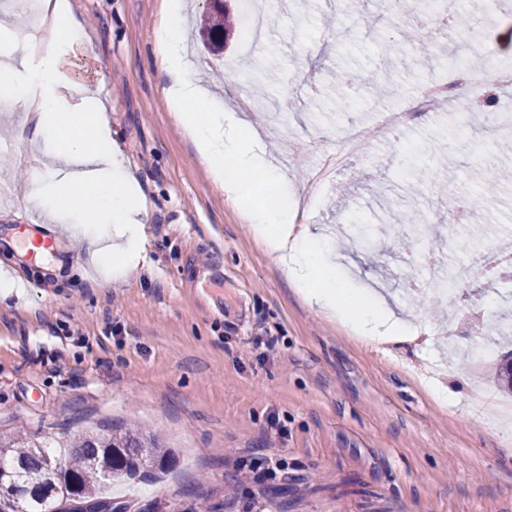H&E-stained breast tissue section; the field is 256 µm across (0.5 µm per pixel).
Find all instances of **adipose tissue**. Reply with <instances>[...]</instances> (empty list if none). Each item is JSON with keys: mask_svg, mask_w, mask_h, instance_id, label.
I'll use <instances>...</instances> for the list:
<instances>
[{"mask_svg": "<svg viewBox=\"0 0 512 512\" xmlns=\"http://www.w3.org/2000/svg\"><path fill=\"white\" fill-rule=\"evenodd\" d=\"M38 9L49 22L46 46L38 48L36 37L26 28H15L8 51L11 62L0 66V87L16 85L21 73L33 71L29 85L19 87L15 106L26 112L34 128H18L17 139L32 134L53 141L59 154L87 168L86 173L64 176L44 207L53 213L76 215L85 231L96 235L114 228L119 241L102 252L100 260L108 270L119 273L137 266L145 249L142 203L135 178L112 138L107 109L82 78L77 61L91 60L101 72L109 63L87 40L80 19L64 0H39ZM159 39V65L168 78L163 94L228 201L276 252L310 303L352 318L364 331L377 334V303L366 296H353L337 278L320 235L311 225L296 223L294 202L284 197L273 206L257 202L260 188L275 187L280 176L264 165L261 138L247 114L211 111L206 91L191 78L183 62L177 13L167 14Z\"/></svg>", "mask_w": 512, "mask_h": 512, "instance_id": "adipose-tissue-1", "label": "adipose tissue"}]
</instances>
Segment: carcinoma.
Listing matches in <instances>:
<instances>
[{
	"instance_id": "1",
	"label": "carcinoma",
	"mask_w": 512,
	"mask_h": 512,
	"mask_svg": "<svg viewBox=\"0 0 512 512\" xmlns=\"http://www.w3.org/2000/svg\"><path fill=\"white\" fill-rule=\"evenodd\" d=\"M234 34L227 6L214 3L199 22L203 44L220 54ZM177 456L162 436L136 424L85 433L51 450L24 432L0 437V512H99L113 505L124 512L130 501L106 496L114 480L143 481L174 467Z\"/></svg>"
}]
</instances>
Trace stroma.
<instances>
[{
    "instance_id": "35a3bbf8",
    "label": "stroma",
    "mask_w": 512,
    "mask_h": 512,
    "mask_svg": "<svg viewBox=\"0 0 512 512\" xmlns=\"http://www.w3.org/2000/svg\"><path fill=\"white\" fill-rule=\"evenodd\" d=\"M171 2L69 0L110 63L99 75L82 61V75L107 103L112 137L139 185L146 245L138 267L105 280L91 263L99 244L83 233L69 235L57 273L20 264L18 241L55 230L29 200L50 169L35 162L36 145L15 139L25 114L0 109V275L20 282L0 292V435L22 430L51 442L102 423L156 428L178 463L163 482L131 493L162 512L197 479L219 512H512V421L492 401L489 377L512 345L488 334L500 307L482 293L512 260V185L480 210L469 206L479 179L512 168V154L486 152L492 131L458 127L451 113L415 116L396 142L367 144L326 183L306 222L337 277L370 291L411 330L387 341L361 336L299 293L174 118L155 43ZM179 2L190 71H226L205 86L213 101L252 95L229 64L264 74L277 108L252 118L271 163L289 160L279 190L291 196L320 161L308 135L320 134V149H343L346 128L370 129L420 78L391 67L417 53L419 42L402 39L416 17L382 13L375 0H362L353 18L332 13L328 0H275L265 40L247 55L244 0H229L237 28L220 57L196 37L208 0ZM473 12L471 43L457 38L454 16L442 30H423L478 66L512 58V0H476ZM368 56L395 90L381 96L364 83L349 103L336 102L332 73L357 70ZM441 163L457 171L456 201L466 206L459 226L426 207L385 224L375 187L409 180L426 202L445 189L431 173ZM420 220L429 239L396 249ZM439 246L450 263L481 248L493 262L457 286L437 317L429 300L410 304L406 288L412 279L436 287L425 257ZM480 347L493 359L470 362ZM274 460L284 467L277 478L242 481L240 462L262 471Z\"/></svg>"
}]
</instances>
